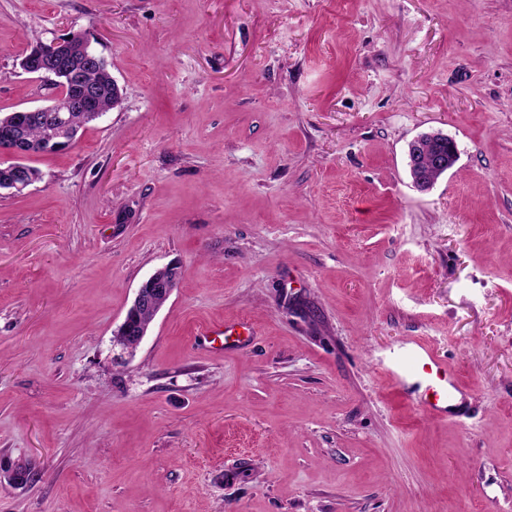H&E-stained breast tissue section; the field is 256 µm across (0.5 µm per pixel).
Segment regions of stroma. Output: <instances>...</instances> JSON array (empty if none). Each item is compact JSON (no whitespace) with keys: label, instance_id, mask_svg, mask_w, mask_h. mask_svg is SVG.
Instances as JSON below:
<instances>
[{"label":"stroma","instance_id":"stroma-1","mask_svg":"<svg viewBox=\"0 0 512 512\" xmlns=\"http://www.w3.org/2000/svg\"><path fill=\"white\" fill-rule=\"evenodd\" d=\"M70 31L122 101L0 191V512H512V0H0V113ZM419 338L448 418L386 378ZM42 41L36 40L31 48L40 45ZM89 43L85 34L69 33L63 38H56L49 43H43L42 46L35 47L29 54L27 53L21 60V68L28 74L36 75L37 78L44 79L50 84L56 82L58 68L55 66V59L61 51L67 46H74L82 50L83 44ZM436 137L437 134H431L428 138L423 137V135L418 136L411 141L409 149L413 147L417 149L416 153H419V150L430 153L432 157L431 168L444 174L455 165L459 158V151L456 142L452 138L447 137V135L445 138H448V140ZM446 144H448V150L444 149ZM178 274L179 271L176 265H167L158 269L142 282L132 305L126 313L124 321L114 334L113 346H119L122 350L126 351L132 349L129 346L130 341L135 340L137 342L135 347L143 341L148 330L136 329L133 321L141 310L153 307L159 296L165 297L166 301L169 299L176 287ZM124 351L121 352L124 353Z\"/></svg>","mask_w":512,"mask_h":512}]
</instances>
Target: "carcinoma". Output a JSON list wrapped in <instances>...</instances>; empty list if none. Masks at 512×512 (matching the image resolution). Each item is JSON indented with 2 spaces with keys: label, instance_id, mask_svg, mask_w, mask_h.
<instances>
[{
  "label": "carcinoma",
  "instance_id": "obj_1",
  "mask_svg": "<svg viewBox=\"0 0 512 512\" xmlns=\"http://www.w3.org/2000/svg\"><path fill=\"white\" fill-rule=\"evenodd\" d=\"M64 73L55 88L59 94L69 96L82 87L94 89L96 96V112L72 110L63 112L73 133H79L86 124L115 108L116 89L112 82V74L108 65L88 67L80 54H66L63 61ZM11 128L18 132L19 137L34 153L44 152L50 141L56 139V127L45 119L43 112H6L0 113V130Z\"/></svg>",
  "mask_w": 512,
  "mask_h": 512
}]
</instances>
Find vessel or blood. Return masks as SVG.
<instances>
[{
  "label": "vessel or blood",
  "mask_w": 512,
  "mask_h": 512,
  "mask_svg": "<svg viewBox=\"0 0 512 512\" xmlns=\"http://www.w3.org/2000/svg\"><path fill=\"white\" fill-rule=\"evenodd\" d=\"M453 370L426 342L408 341L403 353L388 370V377L395 386H405L407 378L416 377L425 385L430 400L428 411L437 417H447L457 406L459 388L451 376Z\"/></svg>",
  "instance_id": "vessel-or-blood-1"
}]
</instances>
